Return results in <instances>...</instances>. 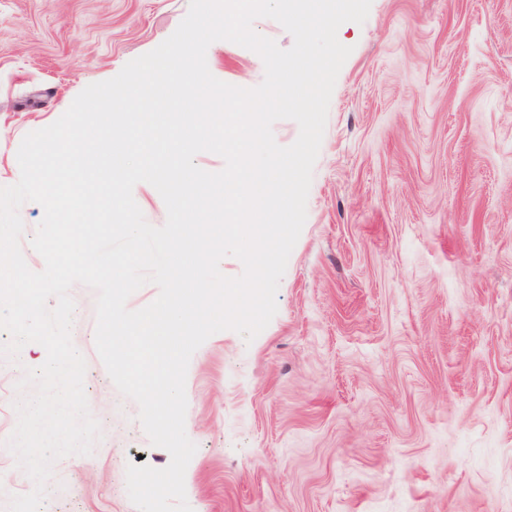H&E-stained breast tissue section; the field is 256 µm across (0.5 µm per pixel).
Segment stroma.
I'll return each mask as SVG.
<instances>
[{"mask_svg": "<svg viewBox=\"0 0 512 512\" xmlns=\"http://www.w3.org/2000/svg\"><path fill=\"white\" fill-rule=\"evenodd\" d=\"M189 0H0V185L17 151L88 85L167 39ZM307 218L253 340L192 355L185 473L193 512H512V0H372L337 33ZM253 88L262 59L207 50ZM71 338L100 438L57 460L40 512H137L128 464L161 469L137 403L95 346L94 289ZM0 356V512L33 480L7 442L25 368Z\"/></svg>", "mask_w": 512, "mask_h": 512, "instance_id": "35a3bbf8", "label": "stroma"}]
</instances>
